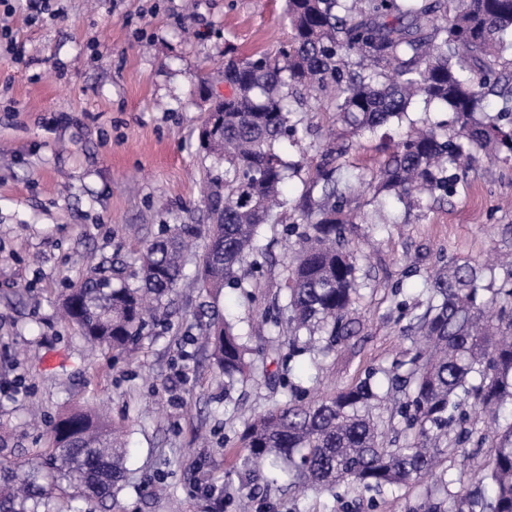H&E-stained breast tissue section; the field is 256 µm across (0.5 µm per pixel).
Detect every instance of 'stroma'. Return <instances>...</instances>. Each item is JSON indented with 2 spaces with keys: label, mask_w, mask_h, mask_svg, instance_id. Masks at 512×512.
<instances>
[{
  "label": "stroma",
  "mask_w": 512,
  "mask_h": 512,
  "mask_svg": "<svg viewBox=\"0 0 512 512\" xmlns=\"http://www.w3.org/2000/svg\"><path fill=\"white\" fill-rule=\"evenodd\" d=\"M54 19L24 8L0 12L14 49L0 46V462L20 465L47 447L62 409L102 404L124 426L129 448L122 512H239L245 422L276 395L263 379L225 391L224 376L196 338L199 315L239 329L271 305L282 282L285 224L266 225L273 259L253 300L225 290L206 310L190 281L176 290L169 329L143 336L131 357L92 351L59 313L62 292L87 262L111 275L134 269L164 226L204 224L207 197L224 167L198 134L204 97L223 91L224 49L273 51L289 35L284 0H51ZM306 129L290 159L315 156L328 130L351 140L339 174L357 215L349 246L358 257L361 331L313 365L296 357V385L339 389L390 369L411 346L403 330L425 305L436 268L470 262L512 274V156L481 159L444 201L377 208L363 175L384 142L440 112L414 104L407 119L348 136L332 108L303 112ZM427 488L397 495L338 486L316 497L257 491L251 512H403Z\"/></svg>",
  "instance_id": "35a3bbf8"
}]
</instances>
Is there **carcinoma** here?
Returning <instances> with one entry per match:
<instances>
[{
  "mask_svg": "<svg viewBox=\"0 0 512 512\" xmlns=\"http://www.w3.org/2000/svg\"><path fill=\"white\" fill-rule=\"evenodd\" d=\"M288 40L272 54L245 57L224 52L229 94L207 98L200 145L224 162V183L211 192L208 224H175L146 242L138 258V284L120 271L108 278L88 268L61 300L64 318L93 348L131 353L147 330L168 327V304L184 277L194 242L206 244L196 266L199 291L212 298L224 290L253 297L254 272L269 244L262 228L287 205L284 188L302 162L288 160L283 143L301 119L293 104L303 99L333 104L338 120L354 133L374 132L406 116L416 98L438 103L454 133L432 123L398 141L365 181L375 192L402 203L425 193L442 200L455 192L459 173L480 155L512 153V76L503 75V53L512 47V0H285ZM501 98L492 109L490 97ZM496 114H491V111ZM346 147H321L312 187L295 201L299 222L280 290L287 316L263 317L270 338L262 360L291 371V360L316 341L329 350L360 330L355 317L357 265L348 248L347 209L336 160ZM492 268L469 262L433 271L425 310L410 330L412 345L395 415L413 432L404 448L384 446L371 409L381 399L370 372L330 393L299 395L282 385V398L254 417L241 433L240 490L246 498L256 480L278 472L289 487L316 494L338 485L395 494L432 471L436 459L456 454L473 431L448 441V422L471 397L500 417L512 406V282L483 297L481 282ZM210 359L224 386L255 374L251 348L231 320L205 325ZM483 475L476 485L457 479L452 491L435 483L412 512H512V413L495 435L485 433ZM25 466L0 470V512H93L80 503L117 505L125 474L127 443L114 424L91 407L71 408L52 421L50 443Z\"/></svg>",
  "mask_w": 512,
  "mask_h": 512,
  "instance_id": "obj_1",
  "label": "carcinoma"
}]
</instances>
